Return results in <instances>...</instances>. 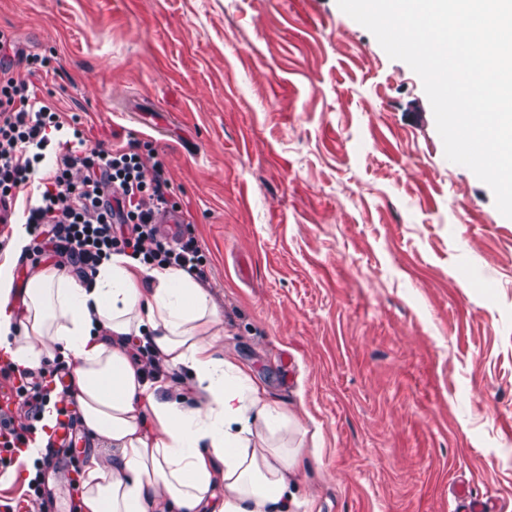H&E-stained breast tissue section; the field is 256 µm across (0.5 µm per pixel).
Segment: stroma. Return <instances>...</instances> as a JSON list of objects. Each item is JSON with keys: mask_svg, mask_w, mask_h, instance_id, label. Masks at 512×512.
<instances>
[{"mask_svg": "<svg viewBox=\"0 0 512 512\" xmlns=\"http://www.w3.org/2000/svg\"><path fill=\"white\" fill-rule=\"evenodd\" d=\"M0 32L63 124L164 163L225 355L305 432L298 499L512 502V219L406 63L336 0H0Z\"/></svg>", "mask_w": 512, "mask_h": 512, "instance_id": "stroma-1", "label": "stroma"}]
</instances>
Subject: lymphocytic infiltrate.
Listing matches in <instances>:
<instances>
[{
  "mask_svg": "<svg viewBox=\"0 0 512 512\" xmlns=\"http://www.w3.org/2000/svg\"><path fill=\"white\" fill-rule=\"evenodd\" d=\"M45 65V59L32 58L24 75L0 65V223H10L14 199L32 184L37 202L25 221L34 255L53 257L83 279L121 253L150 268H179L207 281L198 240L188 233L173 241L159 229L160 215L178 208L163 164H146L134 142L111 151L89 145L77 127L71 138H60L57 110L38 100L32 80ZM2 387L34 411L56 389L54 380L8 362L0 365ZM37 430L34 421L16 420L10 407L0 406V466L8 467Z\"/></svg>",
  "mask_w": 512,
  "mask_h": 512,
  "instance_id": "lymphocytic-infiltrate-1",
  "label": "lymphocytic infiltrate"
}]
</instances>
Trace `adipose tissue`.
Masks as SVG:
<instances>
[{
  "label": "adipose tissue",
  "mask_w": 512,
  "mask_h": 512,
  "mask_svg": "<svg viewBox=\"0 0 512 512\" xmlns=\"http://www.w3.org/2000/svg\"><path fill=\"white\" fill-rule=\"evenodd\" d=\"M13 227L0 257V351L22 369L66 360L67 395L112 450L84 468L83 512H290L299 449L280 445L294 420L217 346L222 319L205 288L172 267L115 254L85 282L47 264L24 290L14 270L30 244ZM189 375L191 401L165 400L143 379L131 342Z\"/></svg>",
  "instance_id": "adipose-tissue-1"
}]
</instances>
